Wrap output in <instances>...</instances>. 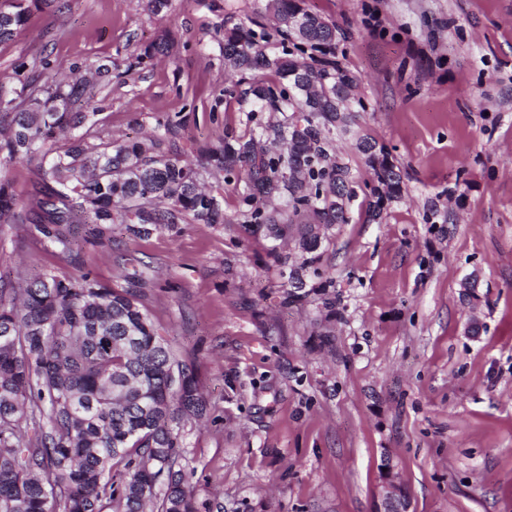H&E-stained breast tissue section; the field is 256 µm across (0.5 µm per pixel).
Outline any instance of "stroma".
I'll list each match as a JSON object with an SVG mask.
<instances>
[{"label":"stroma","mask_w":512,"mask_h":512,"mask_svg":"<svg viewBox=\"0 0 512 512\" xmlns=\"http://www.w3.org/2000/svg\"><path fill=\"white\" fill-rule=\"evenodd\" d=\"M303 5L335 27L360 104L334 134L355 178L349 221L320 248L339 317L315 294L282 304L269 240L235 222L243 185L211 176L225 223L146 239L116 224L111 244L79 247L80 269L114 286L150 273L149 314L207 403L182 425L196 512H377L388 467L410 512H512V0ZM239 24L273 33L267 0H51L0 44V83L49 60L94 83L104 136L181 115L176 148L193 162L250 135L252 101L226 92L224 30ZM361 133L403 180L376 223ZM20 269L71 267L27 225L0 226V279Z\"/></svg>","instance_id":"1"}]
</instances>
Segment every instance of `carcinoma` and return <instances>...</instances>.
I'll return each mask as SVG.
<instances>
[{
    "label": "carcinoma",
    "mask_w": 512,
    "mask_h": 512,
    "mask_svg": "<svg viewBox=\"0 0 512 512\" xmlns=\"http://www.w3.org/2000/svg\"><path fill=\"white\" fill-rule=\"evenodd\" d=\"M48 0H0V44L14 39L30 6ZM278 31L295 40L281 54L266 52L268 37L251 29L224 30L230 75L256 71L245 94L258 108L281 114L257 123L250 138L200 150L201 167L163 148L165 138L103 139L105 117L83 79L19 76L0 84V166L22 165L33 175L29 201L19 203L11 179L0 176V225L27 224L32 236L69 262L82 240L97 246L124 224L144 239L160 226L222 224L219 197L204 175L244 177L237 221L255 236L282 239L301 225L303 261L290 270L302 300L300 271L327 294L333 278L319 272L321 240L314 225L344 224L352 172L328 134L346 126L341 98L356 83L336 60V29L324 20L305 36L288 24L301 0H270ZM323 59L313 66L305 48ZM355 148L371 170L367 219L402 194L400 171L366 135ZM149 281L134 270L110 287L88 273L49 271L17 284H0V512H146L155 488L165 491L156 512H194L191 492L175 469L182 421L200 417L206 404L194 370L180 361L142 302ZM33 426L23 440L21 429Z\"/></svg>",
    "instance_id": "obj_1"
}]
</instances>
